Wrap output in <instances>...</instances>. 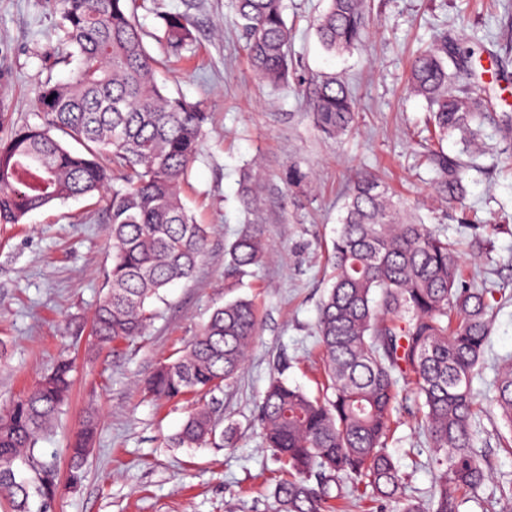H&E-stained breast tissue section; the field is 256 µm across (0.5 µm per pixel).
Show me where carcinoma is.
<instances>
[{
	"mask_svg": "<svg viewBox=\"0 0 512 512\" xmlns=\"http://www.w3.org/2000/svg\"><path fill=\"white\" fill-rule=\"evenodd\" d=\"M135 6L136 0H61L57 27L76 65L66 80L39 89L41 123L0 136V224H19L29 212L69 199L96 195L105 202L112 268L93 314L98 347L141 335L155 317L152 302L192 276L210 237L182 197L209 113L158 83L159 63L146 48ZM366 10L367 0H329L314 24L323 47L336 54L361 46ZM235 13L254 73L270 83L288 80L283 0H235ZM160 40L172 50L187 45L186 19L166 15ZM447 55L446 38L420 51L410 88L427 101L435 133L459 132L469 147L486 99L476 86L449 87ZM312 119L329 138L352 130L355 109L342 80H320ZM426 162L440 198L463 206L467 164L440 150ZM280 179L294 191L310 183L296 165ZM265 182L258 168L244 170L245 211L259 212ZM339 224L332 284L316 322L331 396L312 397L274 380L259 409L265 445L286 472L272 492V512H334L331 501L342 492L332 486L343 480L359 500L401 501V512H460L462 495L491 478L476 451L472 383L491 336L492 289L463 280L457 243L412 216L370 172L350 181ZM267 254L260 223L249 225L228 249L227 276L247 275ZM257 331L254 303L227 301L174 361L144 381L159 399L198 398L173 446L202 448L215 439L219 420L203 398L238 375ZM72 371L71 360L58 361L0 419L4 512H52L62 488L84 477L94 413L70 445L66 481L55 457L38 447L68 400ZM406 387L420 400V426L437 469L426 509L403 497L404 477L387 452L392 410ZM492 403L512 427V359L497 372Z\"/></svg>",
	"mask_w": 512,
	"mask_h": 512,
	"instance_id": "cac0c4a2",
	"label": "carcinoma"
}]
</instances>
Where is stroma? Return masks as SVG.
<instances>
[{"mask_svg": "<svg viewBox=\"0 0 512 512\" xmlns=\"http://www.w3.org/2000/svg\"><path fill=\"white\" fill-rule=\"evenodd\" d=\"M285 5L292 69L286 83L272 85L248 64L232 0H137L136 16L155 57L167 54L155 40L163 15L188 20L190 45L178 62L159 68L158 78L212 116L184 191L196 221L211 227L209 245L193 276L155 303L144 335L102 349L92 345V313L112 267L109 226L93 199L0 224V412L68 356L75 361L74 386L40 443L60 471L68 469L66 449L86 413L98 416L86 478L62 491L54 512H269L283 469L264 445L258 409L275 377L309 395L322 393L316 319L331 284L345 185L359 170L417 202L425 224L458 241L466 281L494 291L493 331L473 380L481 403L479 448L492 479L460 512H489L493 488L512 486V447L505 445L512 433L490 403L496 369L512 356V234L492 235L482 250L470 245L471 224L512 225V0H369L363 46L336 56L313 27L328 0ZM60 8V0H0V134L39 123L38 90L69 75L59 61L67 52L57 29ZM444 34L474 52L469 64L449 53L453 89L479 83L491 98L479 154L463 157L455 136L439 145L468 164L466 215L434 190V173L422 161L427 103L408 83L416 51ZM326 74L346 82L356 103L355 127L338 139L325 138L311 120L316 85ZM294 163L314 175L300 197L279 179ZM254 164L267 175L259 220L275 254L232 280L224 249L247 220L239 179ZM239 297L255 302L259 336L238 376L212 394L224 425L235 430L233 442L172 447L168 440L190 405L154 398L143 381L178 357L214 307ZM417 412L414 395L397 405L387 450L406 476L407 498L426 503L436 471Z\"/></svg>", "mask_w": 512, "mask_h": 512, "instance_id": "1", "label": "stroma"}]
</instances>
